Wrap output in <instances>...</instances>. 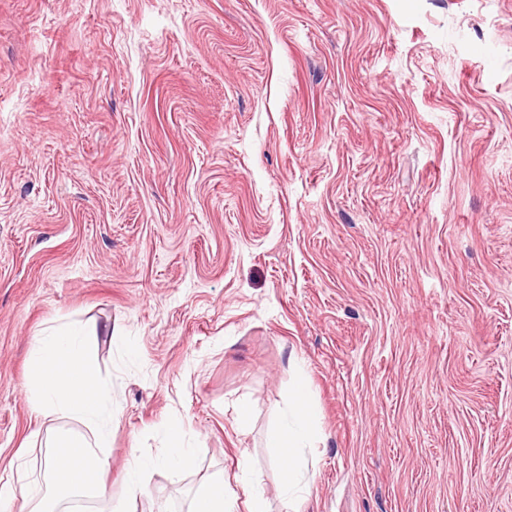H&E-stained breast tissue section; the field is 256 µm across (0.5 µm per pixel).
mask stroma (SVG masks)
Returning <instances> with one entry per match:
<instances>
[{"mask_svg":"<svg viewBox=\"0 0 512 512\" xmlns=\"http://www.w3.org/2000/svg\"><path fill=\"white\" fill-rule=\"evenodd\" d=\"M74 322L127 512H512V0H0V475L70 425L28 380ZM173 421L194 465L126 500ZM313 422L306 391L299 387L288 402L280 427L269 437L270 448H283L282 460L288 476L280 493L289 505L309 492L311 477L305 466V452L319 440ZM192 512H230L224 493V478L210 477L206 479L198 490L194 500Z\"/></svg>","mask_w":512,"mask_h":512,"instance_id":"stroma-1","label":"stroma"}]
</instances>
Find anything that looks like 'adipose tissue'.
Returning <instances> with one entry per match:
<instances>
[{
	"mask_svg": "<svg viewBox=\"0 0 512 512\" xmlns=\"http://www.w3.org/2000/svg\"><path fill=\"white\" fill-rule=\"evenodd\" d=\"M99 347L98 332L81 325L65 324L43 330L32 349L31 394L39 412L47 417H67L86 428L85 433L56 429L47 440L53 452L40 472L11 464V475L0 481V512L16 503L32 505V512H58L60 504L91 495L109 499L103 482L109 467L104 452L112 433V391L99 383L92 361ZM163 433L167 446L157 454L132 453L126 470V494H146L145 472L166 469L172 473L191 465L196 450L185 440L181 424H167ZM314 414L304 389H297L288 402L280 427L270 435L269 445L282 449L287 478L281 495L288 500L308 493L311 478L305 466V452L318 442ZM55 492L54 497L36 499L37 485Z\"/></svg>",
	"mask_w": 512,
	"mask_h": 512,
	"instance_id": "adipose-tissue-1",
	"label": "adipose tissue"
}]
</instances>
